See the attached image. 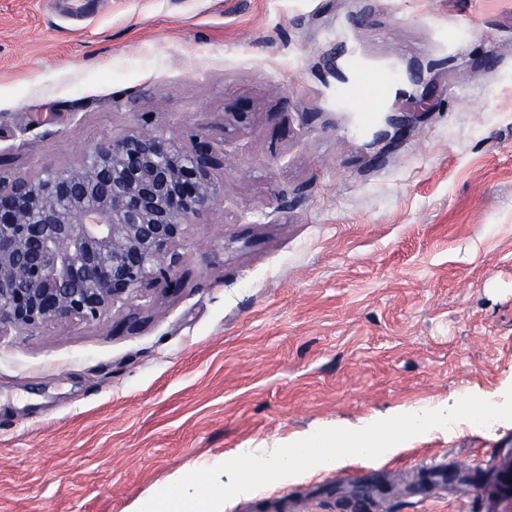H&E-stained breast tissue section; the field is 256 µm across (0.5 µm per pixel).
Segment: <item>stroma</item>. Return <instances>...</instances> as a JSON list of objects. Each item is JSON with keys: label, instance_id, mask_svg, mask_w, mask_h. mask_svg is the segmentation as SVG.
<instances>
[{"label": "stroma", "instance_id": "35a3bbf8", "mask_svg": "<svg viewBox=\"0 0 512 512\" xmlns=\"http://www.w3.org/2000/svg\"><path fill=\"white\" fill-rule=\"evenodd\" d=\"M147 120L223 154L224 200L178 293L0 332V512H129L203 460L512 388V0H0L1 169ZM403 446L223 512H512L511 423Z\"/></svg>", "mask_w": 512, "mask_h": 512}]
</instances>
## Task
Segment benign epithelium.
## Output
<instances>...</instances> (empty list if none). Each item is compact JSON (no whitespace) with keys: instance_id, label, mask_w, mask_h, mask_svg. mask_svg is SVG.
Instances as JSON below:
<instances>
[{"instance_id":"7a95c632","label":"benign epithelium","mask_w":512,"mask_h":512,"mask_svg":"<svg viewBox=\"0 0 512 512\" xmlns=\"http://www.w3.org/2000/svg\"><path fill=\"white\" fill-rule=\"evenodd\" d=\"M209 142L143 125L69 166L0 171V332L92 322L163 283L181 288L187 228L224 197Z\"/></svg>"}]
</instances>
